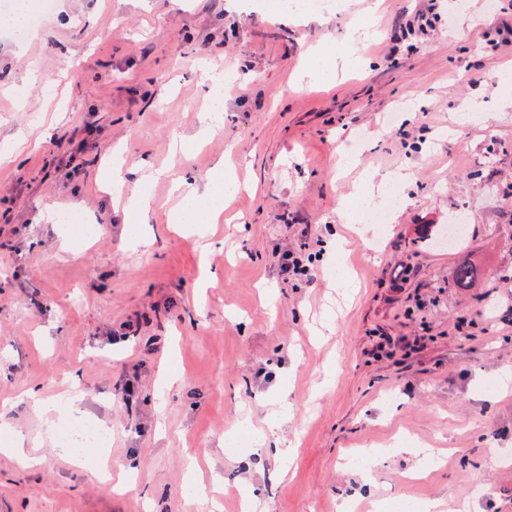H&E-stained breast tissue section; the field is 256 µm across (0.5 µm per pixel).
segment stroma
I'll return each mask as SVG.
<instances>
[{"label":"stroma","instance_id":"1","mask_svg":"<svg viewBox=\"0 0 512 512\" xmlns=\"http://www.w3.org/2000/svg\"><path fill=\"white\" fill-rule=\"evenodd\" d=\"M427 4L57 0L26 40L0 31V427L36 460L0 452V512H241L251 486L264 512H512V43L487 0L395 39ZM329 42L335 71L303 76ZM471 98L492 120L454 125ZM48 127L83 135L56 151ZM119 145L128 183L169 172L148 223L98 188ZM402 167L376 231L352 198ZM185 172L226 194L179 235ZM74 216L101 231L70 247ZM304 242L309 285L278 265ZM463 262L474 287L453 284ZM77 391L109 434L90 462L56 451ZM283 400L285 476L261 442Z\"/></svg>","mask_w":512,"mask_h":512}]
</instances>
